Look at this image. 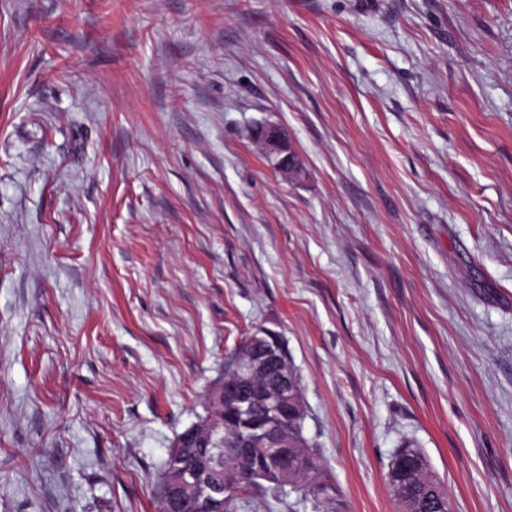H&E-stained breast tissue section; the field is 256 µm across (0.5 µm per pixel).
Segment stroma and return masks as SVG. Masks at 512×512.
Masks as SVG:
<instances>
[{
	"mask_svg": "<svg viewBox=\"0 0 512 512\" xmlns=\"http://www.w3.org/2000/svg\"><path fill=\"white\" fill-rule=\"evenodd\" d=\"M262 328L343 512H512V0H0V512H155ZM255 139L266 152L275 159L277 171L289 180L299 178L303 168L295 152L288 145L285 132L277 125L261 126L255 133ZM418 468H420V459L413 455L401 459L396 464L393 479L401 493L413 487L415 472Z\"/></svg>",
	"mask_w": 512,
	"mask_h": 512,
	"instance_id": "35a3bbf8",
	"label": "stroma"
}]
</instances>
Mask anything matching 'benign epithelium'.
<instances>
[{"label":"benign epithelium","instance_id":"1","mask_svg":"<svg viewBox=\"0 0 512 512\" xmlns=\"http://www.w3.org/2000/svg\"><path fill=\"white\" fill-rule=\"evenodd\" d=\"M255 139L275 159L277 171L289 180L299 178L303 168L295 152L288 145L285 132L277 125L268 124L257 129ZM233 382L221 383L214 399L227 404L220 415H211L195 424L191 433L200 434L213 445L212 470L224 471V430L231 426L246 436L238 441L235 457L245 472L257 463L253 449L265 448L278 461L286 477L298 471L299 447L288 435V421L300 412L299 393L293 381L294 365L285 339L271 329H259L249 336L235 357ZM420 459L409 456L395 466L393 479L400 492L413 487ZM163 489L170 490L175 500L197 505V509L214 505L221 495L220 487L206 477L192 476L184 481L176 475ZM422 512H433L441 507L443 496L437 489L417 494Z\"/></svg>","mask_w":512,"mask_h":512}]
</instances>
